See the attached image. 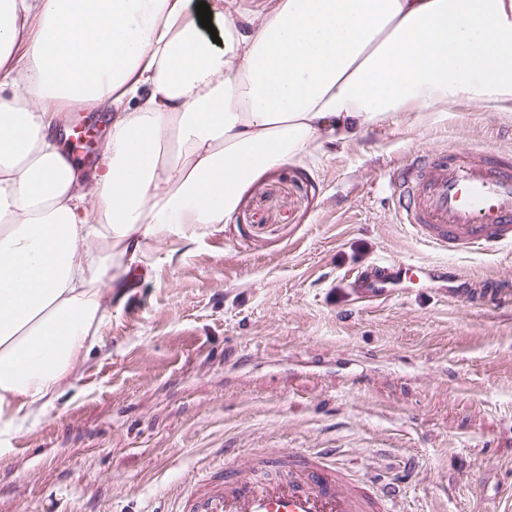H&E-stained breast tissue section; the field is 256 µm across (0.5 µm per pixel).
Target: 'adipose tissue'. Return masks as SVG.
I'll return each mask as SVG.
<instances>
[{
  "label": "adipose tissue",
  "instance_id": "1",
  "mask_svg": "<svg viewBox=\"0 0 512 512\" xmlns=\"http://www.w3.org/2000/svg\"><path fill=\"white\" fill-rule=\"evenodd\" d=\"M0 0V446L100 341L161 236L384 122L512 112V0ZM107 113L92 170L63 113Z\"/></svg>",
  "mask_w": 512,
  "mask_h": 512
}]
</instances>
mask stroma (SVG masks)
I'll return each instance as SVG.
<instances>
[{"label":"stroma","mask_w":512,"mask_h":512,"mask_svg":"<svg viewBox=\"0 0 512 512\" xmlns=\"http://www.w3.org/2000/svg\"><path fill=\"white\" fill-rule=\"evenodd\" d=\"M512 152V113L467 104L269 170L226 222L162 236L114 290L103 347L0 451V512H178L224 463L336 451L398 512L512 507V247L451 254L398 223L389 173L416 154ZM379 259L453 266L500 298L343 285Z\"/></svg>","instance_id":"stroma-1"}]
</instances>
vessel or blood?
Segmentation results:
<instances>
[{
  "label": "vessel or blood",
  "instance_id": "obj_1",
  "mask_svg": "<svg viewBox=\"0 0 512 512\" xmlns=\"http://www.w3.org/2000/svg\"><path fill=\"white\" fill-rule=\"evenodd\" d=\"M401 223L436 248L455 254L512 245V154L466 148L420 156L391 180ZM450 288L473 298L456 270L382 259L352 275L347 286L363 303L385 298L403 282ZM394 490L350 483L332 448L261 453L224 467L187 489L181 512H391Z\"/></svg>",
  "mask_w": 512,
  "mask_h": 512
}]
</instances>
